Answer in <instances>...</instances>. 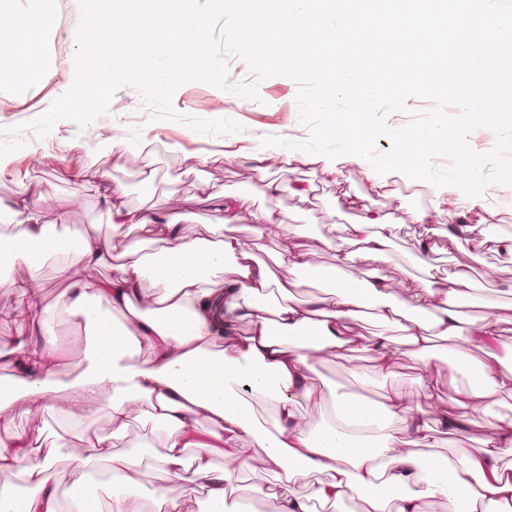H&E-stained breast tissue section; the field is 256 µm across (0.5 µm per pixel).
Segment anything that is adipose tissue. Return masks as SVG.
Segmentation results:
<instances>
[{"instance_id":"obj_1","label":"adipose tissue","mask_w":512,"mask_h":512,"mask_svg":"<svg viewBox=\"0 0 512 512\" xmlns=\"http://www.w3.org/2000/svg\"><path fill=\"white\" fill-rule=\"evenodd\" d=\"M52 0H0V77L17 74L29 85L48 81L55 62L35 49L59 26ZM109 224L136 229L137 241L115 246L89 224L66 237L40 221V191L22 185L0 202V222L13 232L0 242V276H12L21 338L0 347L11 376L0 380V472L15 471L22 487L0 485V512H143L136 488L143 457L113 450L83 413L86 402L105 410L113 435L125 432L131 414L147 410L167 432L154 463L167 482L153 492L154 512H189L201 496L209 512H239L248 497L272 501L275 512H316V504L343 506L359 500L361 512H512V417L480 424L473 411L497 395H512V313L492 299L475 300L471 266L461 263L397 292L381 271L393 244L392 227L379 217L349 225L346 238L308 239L294 224L275 266L309 268L312 250L330 249L336 264L314 271L316 293L297 300L298 280H277L257 259L250 237L192 236L178 206L162 214L116 207L121 186L109 179L91 188ZM148 241L161 242L147 252ZM58 256L78 271L74 282L48 306L36 304L39 262ZM111 265L103 278L99 270ZM159 286L148 300L146 283ZM485 308L474 316L473 306ZM84 331L79 372H71L54 332L56 317ZM380 331L366 336V322ZM464 342L466 355L448 369L433 361L449 341ZM369 353L372 369L352 368L361 400L328 390L315 376L320 355ZM419 361L415 382L423 400L405 401L391 382L398 355ZM60 411L87 445L101 449L79 465V481L103 464L106 505L71 497L58 479L57 447L41 433L19 434L18 411L47 412L60 394ZM267 414H259L256 404ZM324 408L307 420L302 405ZM475 433L463 455H443L437 440L460 430ZM257 455L245 456L246 446ZM270 475L248 484L244 473ZM305 484L297 492L296 484Z\"/></svg>"}]
</instances>
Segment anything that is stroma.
<instances>
[{"mask_svg": "<svg viewBox=\"0 0 512 512\" xmlns=\"http://www.w3.org/2000/svg\"><path fill=\"white\" fill-rule=\"evenodd\" d=\"M68 66L60 64L56 76L43 87L29 88L22 95L0 96V129H8L37 116L43 96L60 92ZM298 86L286 76L268 78L259 85V100L243 101L242 97L201 82L179 87L173 106L179 113L203 119L232 118L244 130L238 134L203 135L172 121L150 120L136 89L122 87L113 97L108 113L97 117L93 125L101 138L110 140L109 151L102 152L80 136L79 126L61 120L44 137L26 132V144L12 153V162L0 171V201L10 202L21 183L39 185L43 198L41 217L46 224H63L71 228L96 224L100 234L119 240L121 228L103 223L102 206L91 187L102 173H109L113 184L122 186L118 205L129 210L165 209L169 192H176L188 219L185 227L197 234L211 217L204 200L202 183L225 191L241 209L242 227L253 225V216L260 210H272L276 224L267 226L256 254L270 261L278 250L282 236L278 223L301 225L311 237L339 239L344 227L373 213L387 217L394 226L389 274L402 288L416 286L422 268L416 266L410 252L422 226L413 215L431 209L430 192L412 191L411 181L389 182L379 188L359 166L348 165L336 173L325 172L321 163L289 160L288 149L261 148L260 139L267 135L282 136L295 141L306 140L308 129L298 118L295 102ZM144 140L145 151H128L129 142ZM151 165L156 176L143 182L140 171ZM302 185L306 199L292 192ZM496 233L479 230L477 245L468 259L475 271L476 294L502 305H512V294L501 291L497 283L512 279V260L503 261L495 244ZM369 369V355L350 354L347 360L329 356L320 359L315 369L328 388L355 390L356 383L347 372V365ZM14 426L44 435L63 436L58 472L63 482L75 476L73 459L89 456L90 450L76 439L66 436L64 425L55 413H18ZM164 435L148 415H136L122 437L114 439L115 448L141 455L158 454L163 450Z\"/></svg>", "mask_w": 512, "mask_h": 512, "instance_id": "1", "label": "stroma"}]
</instances>
